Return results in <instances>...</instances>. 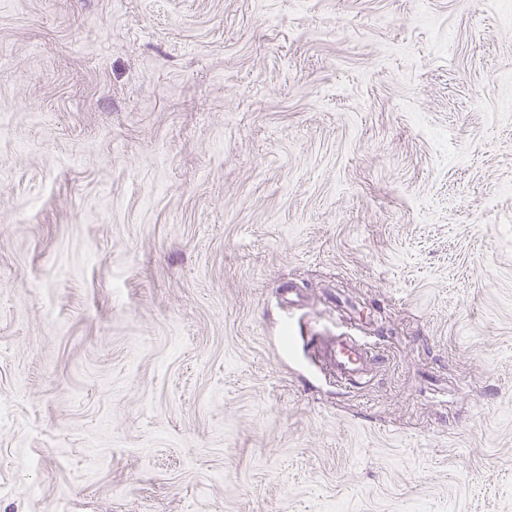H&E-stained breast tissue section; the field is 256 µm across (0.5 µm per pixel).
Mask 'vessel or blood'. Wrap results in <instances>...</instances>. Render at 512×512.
<instances>
[{
  "label": "vessel or blood",
  "instance_id": "1",
  "mask_svg": "<svg viewBox=\"0 0 512 512\" xmlns=\"http://www.w3.org/2000/svg\"><path fill=\"white\" fill-rule=\"evenodd\" d=\"M328 371L337 382H360L376 363L380 354L379 341L373 336H337L334 342L316 337Z\"/></svg>",
  "mask_w": 512,
  "mask_h": 512
}]
</instances>
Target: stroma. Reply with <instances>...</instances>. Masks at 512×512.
<instances>
[{
	"label": "stroma",
	"instance_id": "obj_1",
	"mask_svg": "<svg viewBox=\"0 0 512 512\" xmlns=\"http://www.w3.org/2000/svg\"><path fill=\"white\" fill-rule=\"evenodd\" d=\"M0 512H512V0H0ZM341 335L331 343L326 342L324 336H315L314 341L320 347L326 367L336 377V382L359 383L376 364L380 342L375 336Z\"/></svg>",
	"mask_w": 512,
	"mask_h": 512
}]
</instances>
